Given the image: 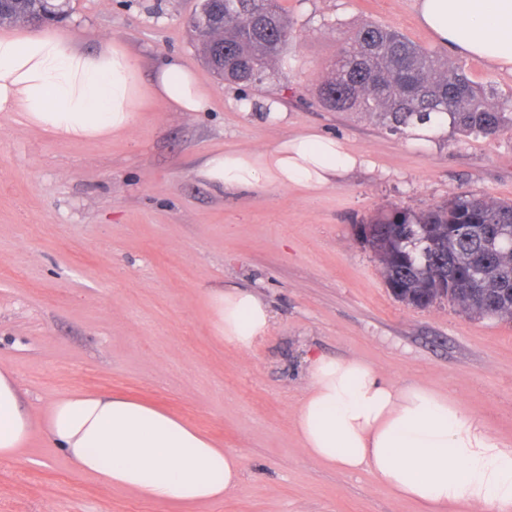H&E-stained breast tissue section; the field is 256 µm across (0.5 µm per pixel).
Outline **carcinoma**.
Returning <instances> with one entry per match:
<instances>
[{
  "label": "carcinoma",
  "instance_id": "obj_1",
  "mask_svg": "<svg viewBox=\"0 0 512 512\" xmlns=\"http://www.w3.org/2000/svg\"><path fill=\"white\" fill-rule=\"evenodd\" d=\"M224 8V62L214 40L193 34L198 51L224 80L264 83L292 38L279 0H214ZM53 0H5L0 25L38 27ZM329 75L317 88L335 112L372 116L392 132L419 129L435 116L439 129L491 137L512 128V96L475 83L466 72L414 44L396 29L363 20L342 32ZM367 245L396 297L423 308L442 299L478 319L512 322V201L457 194L424 210L392 207L371 218Z\"/></svg>",
  "mask_w": 512,
  "mask_h": 512
}]
</instances>
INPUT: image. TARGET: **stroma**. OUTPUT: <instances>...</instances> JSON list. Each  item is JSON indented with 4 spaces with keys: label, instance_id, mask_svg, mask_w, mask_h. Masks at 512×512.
I'll return each instance as SVG.
<instances>
[{
    "label": "stroma",
    "instance_id": "1",
    "mask_svg": "<svg viewBox=\"0 0 512 512\" xmlns=\"http://www.w3.org/2000/svg\"><path fill=\"white\" fill-rule=\"evenodd\" d=\"M280 3L288 52L262 86L244 87L197 53L198 0H70L57 28L81 49L122 43L146 82L178 57L202 81L207 111L148 100L131 131L102 141L61 139L0 112V371L36 416L74 391L153 404L237 452L239 485L212 502H155L79 472L36 432L18 456L0 457V512H421L373 475L303 451L294 414L319 354L452 396L512 441V322L396 300L356 233L377 211L422 210L462 191L512 200V129L423 139L328 110L316 93L340 29L364 19L498 93L512 94V73L448 51L420 25L415 0ZM270 100L282 120H270ZM308 129L341 140L363 166L316 192H223L196 174L211 151L269 149ZM235 287L272 314L250 351L210 325V295Z\"/></svg>",
    "mask_w": 512,
    "mask_h": 512
}]
</instances>
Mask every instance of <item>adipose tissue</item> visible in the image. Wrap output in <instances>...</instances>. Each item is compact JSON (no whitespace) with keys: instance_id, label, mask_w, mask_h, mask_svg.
<instances>
[{"instance_id":"1","label":"adipose tissue","mask_w":512,"mask_h":512,"mask_svg":"<svg viewBox=\"0 0 512 512\" xmlns=\"http://www.w3.org/2000/svg\"><path fill=\"white\" fill-rule=\"evenodd\" d=\"M416 8L439 43L512 72V0H416ZM148 95L174 112H202L209 103L178 58L146 84L121 44L86 52L51 29L0 33V112L19 113L30 127L107 140L134 126ZM361 164L341 141L306 131L267 150L211 152L197 175L223 190H320ZM210 306L215 334L240 349L252 350L271 328L269 308L252 291L216 292ZM294 425L314 460L369 472L423 512H512V443L449 396L396 384L363 361L313 358ZM37 429L82 473L150 500L214 501L241 480L237 453L152 404L74 392L37 418L12 374L0 371V457L16 456Z\"/></svg>"}]
</instances>
